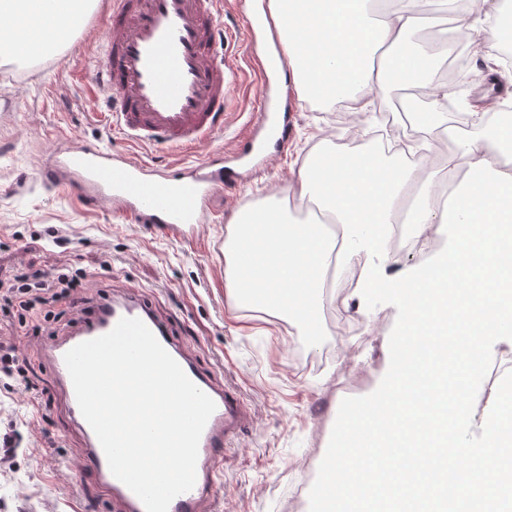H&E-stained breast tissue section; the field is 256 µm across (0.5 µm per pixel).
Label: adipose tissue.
Returning a JSON list of instances; mask_svg holds the SVG:
<instances>
[{"mask_svg": "<svg viewBox=\"0 0 512 512\" xmlns=\"http://www.w3.org/2000/svg\"><path fill=\"white\" fill-rule=\"evenodd\" d=\"M88 0H0V44L9 57L33 59L67 39ZM289 59L288 80L307 97L364 111L388 77L408 78L429 94L434 82L413 36L415 0L375 13L371 0H270ZM474 130L442 157L467 168V181L433 204L434 178L372 148L362 153L316 150L288 185L316 205L320 218L288 220L277 202L245 203L225 248V284L247 308L280 309L319 333L329 265L360 266L361 296L392 287L403 307L393 340L394 371L382 394L348 415L325 469L314 512H493L512 510V480H503L502 449L512 446L505 412L485 416L479 445L465 433L477 408L482 360L489 345L512 338V125L485 123L474 105ZM419 186L418 236L449 227L447 249L426 263L402 266L389 246L406 187ZM340 224L327 236L322 218ZM458 459L447 507L433 490L443 456Z\"/></svg>", "mask_w": 512, "mask_h": 512, "instance_id": "obj_1", "label": "adipose tissue"}]
</instances>
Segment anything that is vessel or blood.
Returning <instances> with one entry per match:
<instances>
[{"mask_svg":"<svg viewBox=\"0 0 512 512\" xmlns=\"http://www.w3.org/2000/svg\"><path fill=\"white\" fill-rule=\"evenodd\" d=\"M223 0H110L109 30L93 80L107 94L106 120L134 143L189 152L224 128L228 110ZM75 187L94 202H117L135 223L155 224L182 237L204 223L211 193L224 183V156L214 153L176 175H151L142 163L96 147H77L60 163ZM124 317L142 320L216 409L199 442L194 487L176 497L169 512H202L218 476L220 455L245 420L243 401L198 369L142 295L100 299L92 317L43 352L69 415L85 441V458L118 512H145L141 500L116 479L102 447L80 412L64 360L74 346L110 332Z\"/></svg>","mask_w":512,"mask_h":512,"instance_id":"1","label":"vessel or blood"}]
</instances>
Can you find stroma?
I'll return each instance as SVG.
<instances>
[{"instance_id": "1", "label": "stroma", "mask_w": 512, "mask_h": 512, "mask_svg": "<svg viewBox=\"0 0 512 512\" xmlns=\"http://www.w3.org/2000/svg\"><path fill=\"white\" fill-rule=\"evenodd\" d=\"M223 2L233 53L229 111L223 132L190 153L132 144L105 126L107 100L90 82L109 36L102 0L57 55L0 63V283L28 269H84L87 288L53 307L61 315L55 335L81 324L99 298L138 291L196 365L235 388L248 408L204 512H278L279 491L302 479L305 459L314 478L302 512H311L344 412L373 399L389 375L402 305L389 294L365 301L356 289L331 287L321 333L307 335L292 319L234 305L224 285L225 244L244 203L279 195L323 141L338 144L378 118L349 112L340 120L298 93L279 101L289 118L287 153L264 165L249 161L244 152L261 110L253 63L265 60V46L240 37L257 0ZM85 145L168 171L220 150L227 179L209 199L208 223L183 241L133 223L116 204H91L68 179L41 180V168ZM57 236L70 239L69 249L54 244ZM107 254L105 273L99 264ZM53 337L40 311L22 320L0 313V339L15 346L38 391L33 397L0 379V436H22L11 467H0V512H116L83 465V439L39 356Z\"/></svg>"}]
</instances>
